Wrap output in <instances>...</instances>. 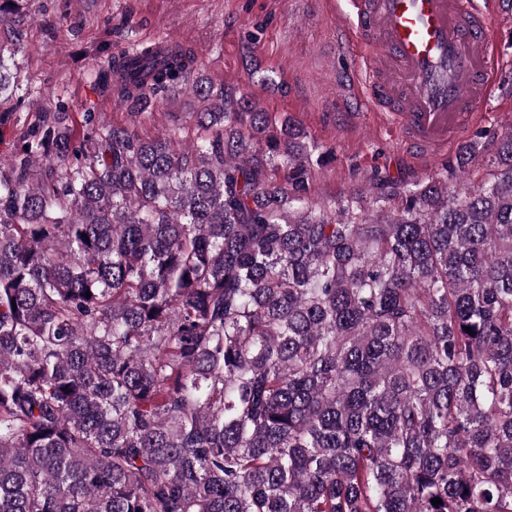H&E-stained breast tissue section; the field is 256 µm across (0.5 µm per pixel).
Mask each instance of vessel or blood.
<instances>
[{
    "mask_svg": "<svg viewBox=\"0 0 512 512\" xmlns=\"http://www.w3.org/2000/svg\"><path fill=\"white\" fill-rule=\"evenodd\" d=\"M494 12L476 0H336L340 42L361 50L345 96L378 110L406 158L444 156L491 93Z\"/></svg>",
    "mask_w": 512,
    "mask_h": 512,
    "instance_id": "b4317fda",
    "label": "vessel or blood"
}]
</instances>
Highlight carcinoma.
<instances>
[{
    "label": "carcinoma",
    "mask_w": 512,
    "mask_h": 512,
    "mask_svg": "<svg viewBox=\"0 0 512 512\" xmlns=\"http://www.w3.org/2000/svg\"><path fill=\"white\" fill-rule=\"evenodd\" d=\"M196 65L96 72L197 99L154 137L59 103L0 159V512H512V128L318 205L331 150Z\"/></svg>",
    "instance_id": "carcinoma-1"
}]
</instances>
